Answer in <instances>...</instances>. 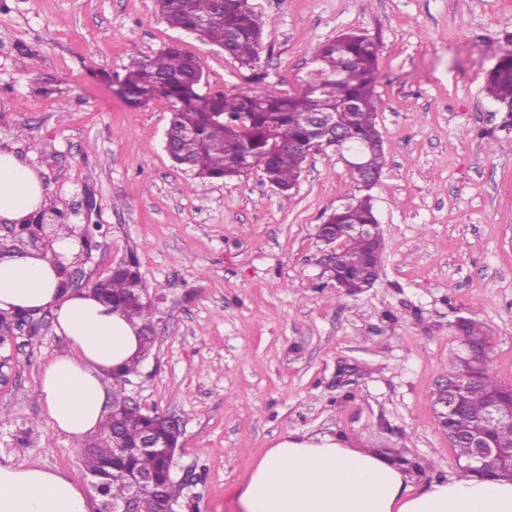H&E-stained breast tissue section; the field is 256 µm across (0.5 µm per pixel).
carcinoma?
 <instances>
[{"mask_svg":"<svg viewBox=\"0 0 512 512\" xmlns=\"http://www.w3.org/2000/svg\"><path fill=\"white\" fill-rule=\"evenodd\" d=\"M158 16L171 28L191 31L204 44L224 43L223 51L243 67L252 68L259 59L265 22L253 0H228L219 7L216 0H154ZM315 70L329 81L325 91L304 85L294 94L274 91L202 94L199 86L203 69L199 60L182 49L167 46L129 70L121 82L136 94L162 87L173 102L170 122L192 130V135L176 143L175 155L186 160L201 184L232 179L249 173L248 163L262 171L265 180L280 187L283 195L292 190L307 160L305 145L310 142L307 118L311 112H339L348 136L356 142L375 140L379 146L369 156L371 166L382 171L386 162L385 144L377 128L382 100L377 91L379 53L377 45L365 34L344 32L316 49ZM486 91L498 105L512 104V55L500 58L487 73ZM378 223L370 190L358 187L347 206L329 213L318 228L327 241ZM383 238L378 234L367 241L353 238L337 251L334 273L337 296L361 292L378 277L379 255ZM144 284L134 264L125 263L93 285L96 295L122 310L141 328L149 326L154 312L149 300L133 297L131 289ZM139 359H134L112 373V397H125L129 376L137 373ZM502 385L489 369H484L479 383L466 395L467 428L474 434L486 431L483 415L491 396ZM148 417L125 422L117 434L112 417L107 416L93 434L81 461L100 492L119 501L128 494L127 473L156 476L158 485L148 493L162 494L161 507L174 506L181 497V484L169 474L167 456L157 452H136Z\"/></svg>","mask_w":512,"mask_h":512,"instance_id":"1","label":"carcinoma"}]
</instances>
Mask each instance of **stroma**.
<instances>
[{
    "mask_svg": "<svg viewBox=\"0 0 512 512\" xmlns=\"http://www.w3.org/2000/svg\"><path fill=\"white\" fill-rule=\"evenodd\" d=\"M255 2L267 23L250 71L170 28L154 0H0V145L39 169L72 226L74 291L138 267L155 343L125 394L181 422L177 512H233L290 435L418 462L426 489L458 473L434 411L469 354L457 318L480 324L488 369L512 386V115L485 91L512 50V0ZM347 30L379 50L384 250L373 287L340 298L316 236L357 191L335 151L309 156L286 197L258 169L203 185L164 149L170 101L132 107L113 90L175 42L200 58L202 91L293 93ZM65 347L49 312L0 345V463L86 486L83 441L48 425L37 391Z\"/></svg>",
    "mask_w": 512,
    "mask_h": 512,
    "instance_id": "1",
    "label": "stroma"
}]
</instances>
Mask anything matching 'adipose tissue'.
I'll return each instance as SVG.
<instances>
[{"instance_id":"ef3b65f1","label":"adipose tissue","mask_w":512,"mask_h":512,"mask_svg":"<svg viewBox=\"0 0 512 512\" xmlns=\"http://www.w3.org/2000/svg\"><path fill=\"white\" fill-rule=\"evenodd\" d=\"M47 204L38 169L0 148V222L23 224ZM75 248L61 234L47 254L0 256V311L51 312L67 342L38 391L50 426L73 438L103 419L106 373L140 350L136 326L92 291H62L60 267ZM238 512H512V482L452 477L415 490L404 468L333 436L292 435L253 467ZM0 512H89L85 489L60 471L0 463Z\"/></svg>"}]
</instances>
